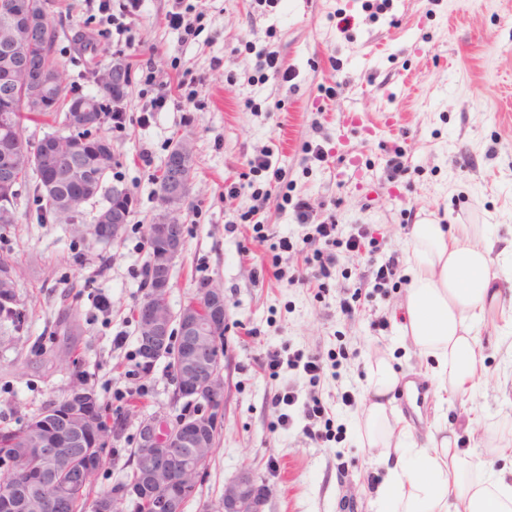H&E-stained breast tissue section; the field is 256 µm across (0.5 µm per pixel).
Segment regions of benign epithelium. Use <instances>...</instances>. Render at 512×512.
I'll return each mask as SVG.
<instances>
[{
	"instance_id": "obj_1",
	"label": "benign epithelium",
	"mask_w": 512,
	"mask_h": 512,
	"mask_svg": "<svg viewBox=\"0 0 512 512\" xmlns=\"http://www.w3.org/2000/svg\"><path fill=\"white\" fill-rule=\"evenodd\" d=\"M52 0H8L3 11L25 17L26 24L13 21L0 24V43L15 51H23L32 29L49 19ZM6 80L8 98L22 92L20 105L29 112L53 111L56 98L46 91L43 80V60L28 58L19 73L12 72ZM92 104L72 106L64 113L62 131L43 142H34L24 134L16 136L13 151L16 154H35L44 169V187L51 192L55 180L63 173L57 160L67 158L82 161L83 147L94 143L108 149L109 142L100 128L103 117L88 121ZM90 134H85V131ZM171 187L157 194L160 220L151 225V264L154 287L149 297L139 305L137 319L139 332L137 350L149 368L167 359V368L174 386L169 410L155 412L138 421L136 447L141 449L152 512H184L186 501L197 492L201 484L202 452L213 448L225 420L223 371L225 347L223 341L228 329L223 291L210 284L199 289L193 301L173 311L168 304L172 271L185 246V234L178 232L174 217L179 214L185 183L184 153L171 161ZM125 228L123 213L117 207L104 209L95 216L90 236L98 243L115 242ZM16 285L15 271L0 269V301L12 300L7 289ZM66 402L72 409L66 416L56 419H38L29 429L28 447L36 449L41 466L36 471L37 486L53 487V495L39 499V509L53 512L64 497L61 471L65 460L61 449L74 456L84 454L99 445V431L95 413L98 398L88 386L69 392ZM176 473L192 477L195 487L186 488L188 495L181 502L167 489L168 478ZM125 480L117 481L118 489L112 501L98 505V512H126L138 492L122 487ZM269 490L259 483L255 473L247 466L224 483V492L212 504L215 512H266Z\"/></svg>"
}]
</instances>
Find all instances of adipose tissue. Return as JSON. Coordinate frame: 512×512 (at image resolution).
Instances as JSON below:
<instances>
[{
  "label": "adipose tissue",
  "mask_w": 512,
  "mask_h": 512,
  "mask_svg": "<svg viewBox=\"0 0 512 512\" xmlns=\"http://www.w3.org/2000/svg\"><path fill=\"white\" fill-rule=\"evenodd\" d=\"M401 339L424 358L437 403L478 389L484 354L474 332L503 290L494 255L512 257V237L480 239L473 225L415 224L407 234ZM402 376L389 359L371 362L353 426L373 459L385 463L373 512H512V470L490 472V457L512 460V443L489 440L461 451L446 424L416 432L395 406Z\"/></svg>",
  "instance_id": "1"
}]
</instances>
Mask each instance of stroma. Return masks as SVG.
<instances>
[{"mask_svg": "<svg viewBox=\"0 0 512 512\" xmlns=\"http://www.w3.org/2000/svg\"><path fill=\"white\" fill-rule=\"evenodd\" d=\"M55 0L49 20L57 31L64 97L97 93L75 33L100 49L94 63L106 70L118 60L132 79L120 106L123 129L104 126L116 163L86 210L109 204L113 187L128 191L133 207L121 240L105 245L72 237L65 225L40 224L36 205L20 191L17 222L0 224V251L11 254L16 291L28 313L22 331L0 322V423L37 412L63 398L73 376L65 359H76L112 410L133 416L167 406L171 386L164 363L146 375L137 371L136 309L147 261L145 231L158 218L155 181L175 142L184 143L192 164L190 207L181 219L186 249L172 272L170 305L179 309L200 284L223 289L229 330L225 337L224 430L207 464L206 478L185 512H203L244 466L270 490L267 512H372L384 470L361 448L350 427L353 408L338 391L361 395L368 367L391 357L407 378L429 387L413 352L396 344L405 289L374 291L360 281L367 256H346L342 275L324 299L300 285L276 280L265 266L278 261L293 271L302 253L275 254L270 245L291 234L295 221L272 194L255 207L246 157L268 148L288 175V194L307 198L315 222L342 226L374 224L387 250H403L410 225L480 224L490 237L512 235V0H184L192 33L170 29L171 0H143L142 17L124 23L126 0ZM354 19L340 32L334 14ZM252 49H245V42ZM276 52L290 81L256 79L255 53ZM151 70L144 78L143 70ZM203 81L196 109L184 111L185 72ZM171 100L152 111L159 92ZM391 109L402 118L395 131L370 136L344 127L347 113L376 119ZM321 145L324 161L306 158L304 144ZM406 151L408 175L390 179L385 159ZM241 185L225 198L224 186ZM260 224L266 244L253 239ZM112 268L94 276L100 254ZM369 302L354 318L336 306L353 285ZM386 317L387 330L372 319ZM476 334L492 377L512 375V353L499 307L489 309ZM346 347L334 375L311 386L307 378L259 367L267 349L290 352ZM322 397L339 438L315 442L286 430L276 398L288 385ZM482 421L462 450L489 438L512 439V405L495 391L478 389L465 402L435 410L432 399L415 410L410 424L433 419L459 428L462 408Z\"/></svg>", "mask_w": 512, "mask_h": 512, "instance_id": "obj_1", "label": "stroma"}]
</instances>
